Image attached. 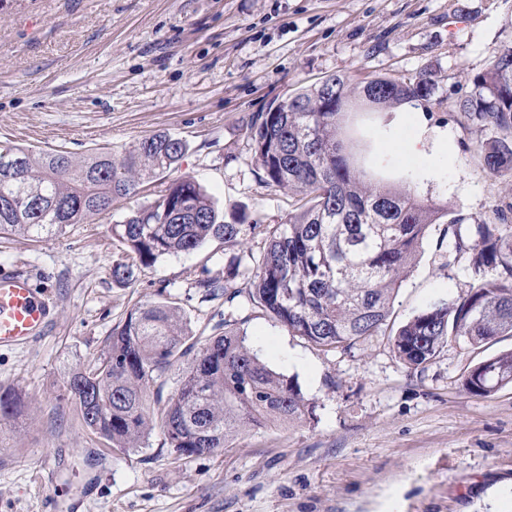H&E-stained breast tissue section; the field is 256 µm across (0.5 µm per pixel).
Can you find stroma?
Returning a JSON list of instances; mask_svg holds the SVG:
<instances>
[{
	"label": "stroma",
	"instance_id": "35a3bbf8",
	"mask_svg": "<svg viewBox=\"0 0 512 512\" xmlns=\"http://www.w3.org/2000/svg\"><path fill=\"white\" fill-rule=\"evenodd\" d=\"M512 47V0H0V145L83 158L119 154L169 134L187 151L176 173L214 197L224 215L279 224L288 192L265 186L248 129L273 100L331 75L361 83L428 73L423 111L352 112L345 136L375 182L498 223L512 177L488 172L482 134L457 102L469 76ZM426 125L447 132L444 157L404 156L398 144ZM395 140L390 151L380 144ZM157 184L90 224L34 239L0 237V270L49 289L53 319L38 339L0 348V392L25 403L0 427V512H512V385L468 393L467 365L512 348L506 336L475 350L449 343L425 368H407L387 335L343 351L317 350L261 311L244 329L273 369L315 405L282 427L248 429L222 452L177 455L152 431L126 452L82 426L63 399L76 368L93 362L140 303L179 308L194 334L224 326L223 296L197 280L223 278L221 241L112 279L122 246L112 232ZM429 229L393 304L405 323L468 291ZM53 476L35 479L42 460Z\"/></svg>",
	"mask_w": 512,
	"mask_h": 512
}]
</instances>
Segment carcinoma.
<instances>
[{"label": "carcinoma", "mask_w": 512, "mask_h": 512, "mask_svg": "<svg viewBox=\"0 0 512 512\" xmlns=\"http://www.w3.org/2000/svg\"><path fill=\"white\" fill-rule=\"evenodd\" d=\"M340 107L323 110L319 86L293 95L296 109L260 112L248 138L252 164L269 187L297 197L282 224L224 220L213 197L191 178L168 182L150 205L129 210L115 225L131 260L112 265V279H133L134 263L198 250L212 239L247 254L234 258L224 280L200 279L198 288L224 289V333L197 338L167 303L133 308L112 329L99 358L69 373L65 397L84 425L112 443L135 450L160 428L164 444L181 456L212 455L249 427L282 426L313 413L297 383L272 369L246 343L236 318L259 309L289 333L322 351L351 349L388 325L395 293L410 275L429 228L443 224L448 267L464 259L470 292L427 308L392 335L396 356L409 368L432 363L448 342L474 349L512 336V229L417 199L410 191L367 181L339 139L345 115L382 112L405 100H427L428 74L378 77L358 85L334 75ZM460 100L464 117L490 133L480 160L493 175H512V49L469 79ZM186 143L168 134L144 138L116 155L101 151L76 159L65 151L35 153L0 145V236L45 239L72 224L112 212L141 186L176 168ZM262 237L255 253L251 241ZM246 287L235 284L237 277ZM182 365L175 387L166 375ZM463 387L487 397L512 383V350L467 367ZM20 398L0 394V425L15 418Z\"/></svg>", "instance_id": "cac0c4a2"}]
</instances>
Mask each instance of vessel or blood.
Wrapping results in <instances>:
<instances>
[{"mask_svg":"<svg viewBox=\"0 0 512 512\" xmlns=\"http://www.w3.org/2000/svg\"><path fill=\"white\" fill-rule=\"evenodd\" d=\"M51 317L48 293L36 292L22 274L0 272V347L20 346L40 336Z\"/></svg>","mask_w":512,"mask_h":512,"instance_id":"1","label":"vessel or blood"}]
</instances>
